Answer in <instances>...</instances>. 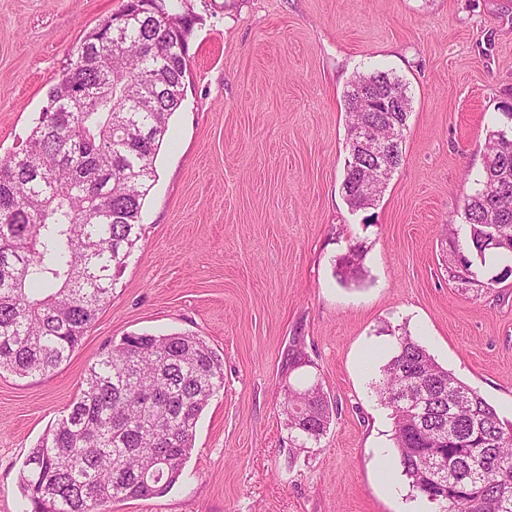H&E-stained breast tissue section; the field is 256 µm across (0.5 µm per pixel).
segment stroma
<instances>
[{
	"label": "stroma",
	"mask_w": 512,
	"mask_h": 512,
	"mask_svg": "<svg viewBox=\"0 0 512 512\" xmlns=\"http://www.w3.org/2000/svg\"><path fill=\"white\" fill-rule=\"evenodd\" d=\"M121 0H0V158L25 144L88 32ZM194 16L141 233L112 298L51 374L0 372V512H22L26 455L88 367L129 334L205 337L224 388L178 482L108 512H431L400 471L374 384L408 333L512 421V276L458 278L449 225L512 112V0H177ZM407 85L403 161L354 210L343 94L362 73ZM363 274L342 282L350 247ZM336 403L293 447L287 387Z\"/></svg>",
	"instance_id": "obj_1"
}]
</instances>
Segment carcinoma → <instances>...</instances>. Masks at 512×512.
I'll use <instances>...</instances> for the list:
<instances>
[{"label":"carcinoma","mask_w":512,"mask_h":512,"mask_svg":"<svg viewBox=\"0 0 512 512\" xmlns=\"http://www.w3.org/2000/svg\"><path fill=\"white\" fill-rule=\"evenodd\" d=\"M128 15L122 38L111 20L91 31L51 89L25 147L0 159V370L45 376L66 361L112 297L139 239L168 121L184 100L193 22ZM346 125L391 122L397 151L411 110L406 84L383 71L344 91ZM342 189L350 207L375 205L358 188L370 166L349 148ZM477 188L463 197L465 280L492 289L512 275V134L489 131ZM504 264L487 282L471 257ZM360 249L338 259L344 282L360 272ZM224 387V361L197 335L134 334L88 368L67 413L32 447L19 475L25 512H103L114 500L166 493L183 474L197 423ZM424 394L417 414L396 404ZM391 410L401 473L436 512H512V422L438 364L408 335L375 385ZM298 447L326 432L336 405L319 387L285 389ZM447 469L443 487L434 485Z\"/></svg>","instance_id":"carcinoma-1"}]
</instances>
